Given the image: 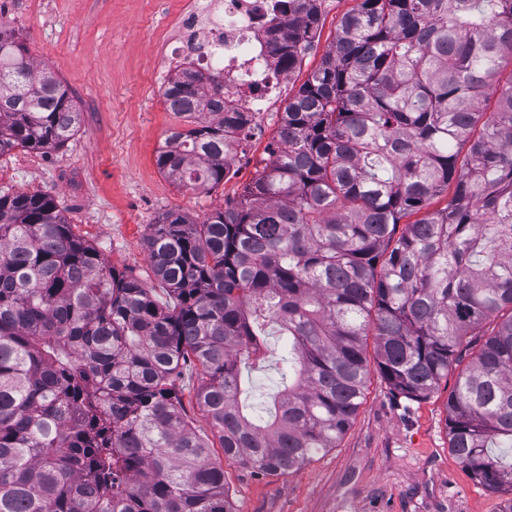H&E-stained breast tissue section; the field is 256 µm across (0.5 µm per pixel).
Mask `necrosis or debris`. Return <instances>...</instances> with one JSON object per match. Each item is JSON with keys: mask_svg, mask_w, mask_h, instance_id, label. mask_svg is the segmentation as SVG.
<instances>
[{"mask_svg": "<svg viewBox=\"0 0 512 512\" xmlns=\"http://www.w3.org/2000/svg\"><path fill=\"white\" fill-rule=\"evenodd\" d=\"M277 0H178L159 34L171 49L168 69L192 68L224 82V96L239 111L259 116L277 110L288 73L268 41Z\"/></svg>", "mask_w": 512, "mask_h": 512, "instance_id": "necrosis-or-debris-1", "label": "necrosis or debris"}]
</instances>
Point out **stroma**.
<instances>
[{"label":"stroma","mask_w":512,"mask_h":512,"mask_svg":"<svg viewBox=\"0 0 512 512\" xmlns=\"http://www.w3.org/2000/svg\"><path fill=\"white\" fill-rule=\"evenodd\" d=\"M176 0H0V22L19 30L30 57L51 67L82 114L74 136L49 153L0 156V195L46 193L107 262L153 282L144 239L168 211L202 222L237 199L269 161L279 113L259 116L245 166L210 190L181 188L156 165L170 129L187 128L167 110L159 77V32ZM357 0H322L320 34L288 79L293 96L332 45ZM449 371L428 398L410 401L370 371L362 403L336 447L299 469L255 476L212 450L224 468L233 512H500L502 499L475 482L448 448ZM249 412L261 413L282 387L277 366L243 374Z\"/></svg>","instance_id":"obj_1"}]
</instances>
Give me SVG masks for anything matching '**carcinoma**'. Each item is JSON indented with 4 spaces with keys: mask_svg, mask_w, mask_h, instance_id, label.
I'll use <instances>...</instances> for the list:
<instances>
[{
    "mask_svg": "<svg viewBox=\"0 0 512 512\" xmlns=\"http://www.w3.org/2000/svg\"><path fill=\"white\" fill-rule=\"evenodd\" d=\"M320 6L288 0L272 20L290 75ZM507 60L512 0H358L238 199L200 223L168 211L152 225L164 301L51 196L0 195V512H232L211 437L268 476L336 447L361 404L371 331L376 370L409 400L461 367L448 447L512 512ZM163 99L193 127L170 131L159 170L193 191L224 182L247 113L193 70ZM80 122L69 89L0 25V155L59 149ZM275 335L294 357L257 424L238 356L264 363ZM192 366L209 435L183 406Z\"/></svg>",
    "mask_w": 512,
    "mask_h": 512,
    "instance_id": "cac0c4a2",
    "label": "carcinoma"
}]
</instances>
